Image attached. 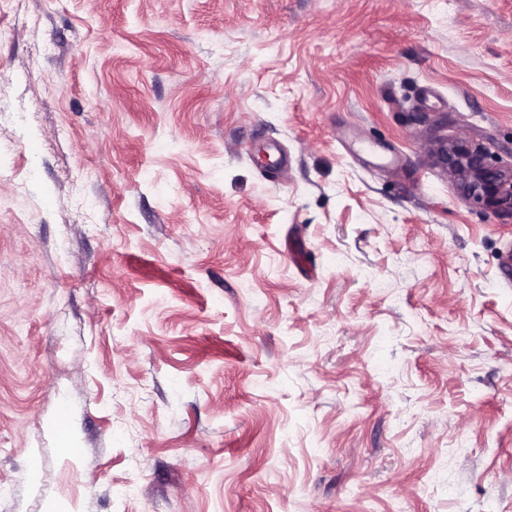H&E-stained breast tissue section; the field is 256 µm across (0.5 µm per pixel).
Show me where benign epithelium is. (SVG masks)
<instances>
[{
  "instance_id": "obj_1",
  "label": "benign epithelium",
  "mask_w": 512,
  "mask_h": 512,
  "mask_svg": "<svg viewBox=\"0 0 512 512\" xmlns=\"http://www.w3.org/2000/svg\"><path fill=\"white\" fill-rule=\"evenodd\" d=\"M437 157L468 198L491 209L512 210L511 167L490 164L483 148L463 138L441 145Z\"/></svg>"
}]
</instances>
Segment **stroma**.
Returning <instances> with one entry per match:
<instances>
[{"instance_id":"stroma-1","label":"stroma","mask_w":512,"mask_h":512,"mask_svg":"<svg viewBox=\"0 0 512 512\" xmlns=\"http://www.w3.org/2000/svg\"><path fill=\"white\" fill-rule=\"evenodd\" d=\"M0 512H512V0H0ZM437 157L468 198L491 209L512 210L511 167L490 164L483 148L463 138L441 145Z\"/></svg>"}]
</instances>
